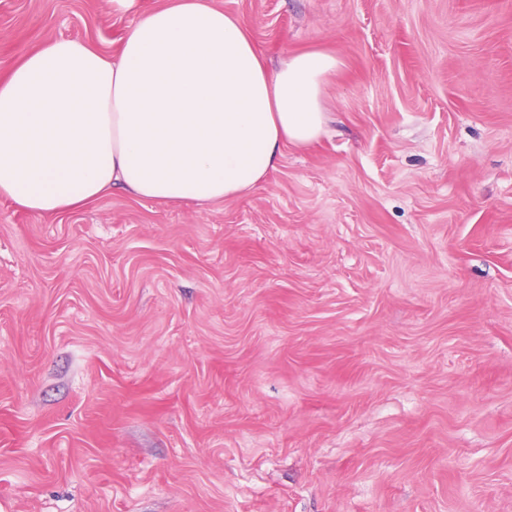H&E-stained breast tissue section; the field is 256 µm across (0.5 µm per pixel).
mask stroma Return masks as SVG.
<instances>
[{
	"mask_svg": "<svg viewBox=\"0 0 512 512\" xmlns=\"http://www.w3.org/2000/svg\"><path fill=\"white\" fill-rule=\"evenodd\" d=\"M164 0H0V77ZM325 131L202 207L0 198V512H512V0H213Z\"/></svg>",
	"mask_w": 512,
	"mask_h": 512,
	"instance_id": "1",
	"label": "stroma"
}]
</instances>
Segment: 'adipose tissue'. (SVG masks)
Masks as SVG:
<instances>
[{
  "instance_id": "1",
  "label": "adipose tissue",
  "mask_w": 512,
  "mask_h": 512,
  "mask_svg": "<svg viewBox=\"0 0 512 512\" xmlns=\"http://www.w3.org/2000/svg\"><path fill=\"white\" fill-rule=\"evenodd\" d=\"M339 60L294 53L268 69L246 23L210 0H168L118 55L53 39L0 78V196L44 217L112 188L205 204L252 191L285 144L324 131Z\"/></svg>"
}]
</instances>
